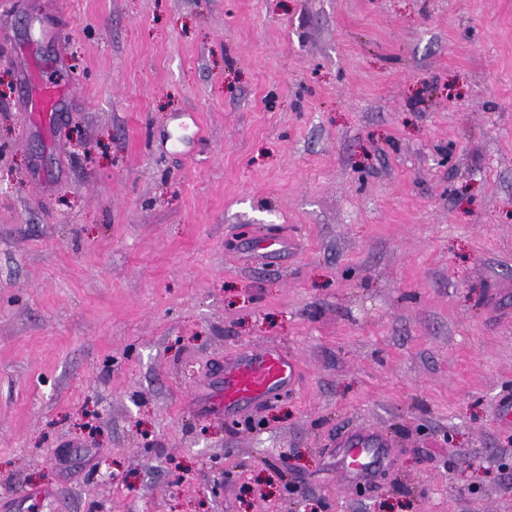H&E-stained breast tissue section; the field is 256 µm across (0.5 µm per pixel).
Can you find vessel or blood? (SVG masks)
<instances>
[{
	"label": "vessel or blood",
	"instance_id": "b4317fda",
	"mask_svg": "<svg viewBox=\"0 0 512 512\" xmlns=\"http://www.w3.org/2000/svg\"><path fill=\"white\" fill-rule=\"evenodd\" d=\"M62 8L60 0H43L36 9L41 21L42 37L63 42L66 34L54 25L52 18ZM31 92L28 108L34 120L51 121L66 96V88L60 84L42 82L40 63L27 60ZM295 373L293 358L277 348L251 352L238 360L224 365V389L213 398L211 408L215 412L235 407L245 402L264 399L275 389L289 383ZM338 453L341 456L348 481L366 479L372 470L389 463L387 441L376 431L358 428L340 438Z\"/></svg>",
	"mask_w": 512,
	"mask_h": 512
}]
</instances>
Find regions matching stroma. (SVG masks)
<instances>
[{"instance_id": "35a3bbf8", "label": "stroma", "mask_w": 512, "mask_h": 512, "mask_svg": "<svg viewBox=\"0 0 512 512\" xmlns=\"http://www.w3.org/2000/svg\"><path fill=\"white\" fill-rule=\"evenodd\" d=\"M35 2L0 0V512H512V0H67L63 52ZM264 347L294 382L209 415ZM362 424L393 457L351 483ZM28 69L31 92L28 97L29 112L36 121L51 122L55 112L59 111L61 101L67 96L66 86L44 83L40 80V71L53 66V63H37L33 59H25Z\"/></svg>"}]
</instances>
